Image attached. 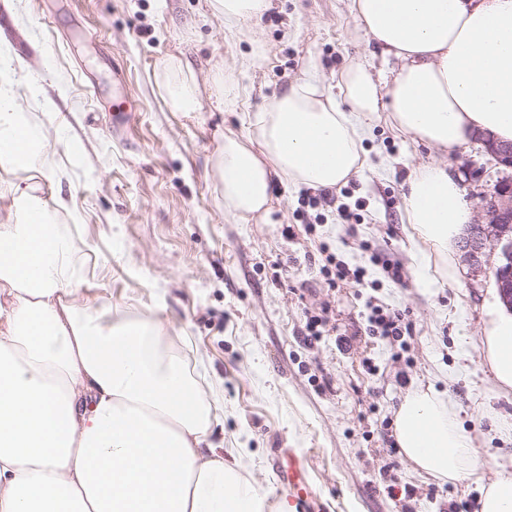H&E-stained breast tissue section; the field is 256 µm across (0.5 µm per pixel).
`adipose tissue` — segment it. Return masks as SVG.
Segmentation results:
<instances>
[{"label":"adipose tissue","instance_id":"adipose-tissue-1","mask_svg":"<svg viewBox=\"0 0 512 512\" xmlns=\"http://www.w3.org/2000/svg\"><path fill=\"white\" fill-rule=\"evenodd\" d=\"M225 38L244 37L271 0H208ZM358 28L401 61L384 81L362 63L335 88L316 76L292 82L224 139L212 160L224 214L271 221L272 186L333 188L365 163L372 117L417 144L464 147L476 130L512 141V0H351ZM157 85L172 112H195L202 93L227 107L247 95L216 66L199 84L173 59ZM12 86L0 83V199L39 224H0V512H265V498L221 449L206 446L224 408L189 376L183 354L152 311L102 310L77 301L87 269L68 227L41 197L58 169L26 139ZM404 217L423 267L447 277L471 221L445 166L414 168ZM481 353L496 385L512 390V313L488 305ZM395 438L416 471L455 481L478 466L472 436L453 402L412 387L395 414Z\"/></svg>","mask_w":512,"mask_h":512}]
</instances>
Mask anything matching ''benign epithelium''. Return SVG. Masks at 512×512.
<instances>
[{
    "instance_id": "benign-epithelium-1",
    "label": "benign epithelium",
    "mask_w": 512,
    "mask_h": 512,
    "mask_svg": "<svg viewBox=\"0 0 512 512\" xmlns=\"http://www.w3.org/2000/svg\"><path fill=\"white\" fill-rule=\"evenodd\" d=\"M473 137L496 165L512 169V144H502L483 130L475 131ZM461 249L464 260L477 269L482 268L486 251L498 252L491 272L502 301L512 309V177L500 178L493 191L481 197Z\"/></svg>"
}]
</instances>
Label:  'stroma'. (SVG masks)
I'll return each instance as SVG.
<instances>
[{
  "mask_svg": "<svg viewBox=\"0 0 512 512\" xmlns=\"http://www.w3.org/2000/svg\"><path fill=\"white\" fill-rule=\"evenodd\" d=\"M243 27L246 38L225 39L208 0H0V42L28 64L15 76L19 108L41 131L46 162L63 172L43 199L85 257L80 296L150 309L168 325L190 373L224 397L209 442L269 507L285 499L271 457L289 448L318 494L315 512H475L481 477L512 473V429L498 424L512 418V392L486 377L479 349L495 282L461 258L454 278H428L413 257L402 184L419 164H445L473 210L499 168L479 143L451 152L415 144L381 114L362 142L365 165L334 203L279 183L272 223H232L211 171L226 135L242 133L305 71L332 84L352 62L396 65L357 30L350 0H272ZM173 57L202 82L216 65L236 70L252 94L232 110L206 97L199 111H168L155 75ZM116 96L136 112L118 131ZM359 200L349 220L338 217L337 205ZM332 257L365 268L369 288L332 284L322 271ZM369 296L405 313L403 350L367 335ZM312 316L325 326L310 342ZM413 384L452 391L480 455L477 474L441 482L411 470L393 431Z\"/></svg>",
  "mask_w": 512,
  "mask_h": 512,
  "instance_id": "stroma-1",
  "label": "stroma"
}]
</instances>
